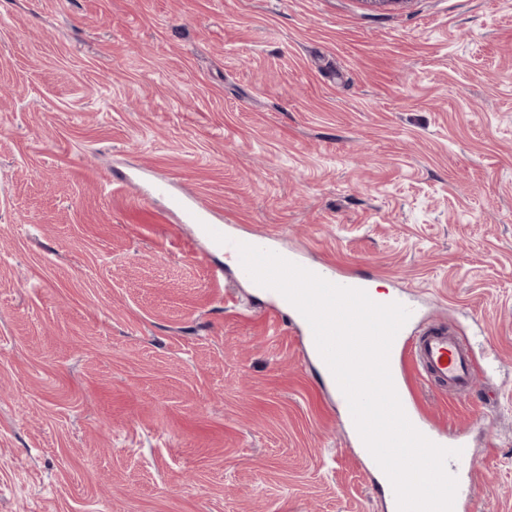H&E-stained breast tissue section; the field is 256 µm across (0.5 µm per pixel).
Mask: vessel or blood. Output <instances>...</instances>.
Segmentation results:
<instances>
[{"label": "vessel or blood", "instance_id": "b4317fda", "mask_svg": "<svg viewBox=\"0 0 512 512\" xmlns=\"http://www.w3.org/2000/svg\"><path fill=\"white\" fill-rule=\"evenodd\" d=\"M154 195L167 198L170 210L186 224H206L216 231H223L221 216L216 215L193 199L172 192L171 183L166 179L156 180L152 187ZM315 274L339 286L357 288L360 277L338 271L332 265L323 263L314 266ZM412 357L418 374L434 387L454 390L458 394L470 391L475 374L479 370L469 346L456 336L446 324L430 323L417 337L406 336L405 332L396 335L389 356L392 377L402 374L401 363L404 357ZM415 427L432 442L446 447L460 449L459 457L447 463L449 472L456 477L472 474L476 463L468 449L465 433H454L446 437L423 420H415Z\"/></svg>", "mask_w": 512, "mask_h": 512}]
</instances>
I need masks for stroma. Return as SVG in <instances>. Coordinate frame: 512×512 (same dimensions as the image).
Masks as SVG:
<instances>
[{"instance_id": "35a3bbf8", "label": "stroma", "mask_w": 512, "mask_h": 512, "mask_svg": "<svg viewBox=\"0 0 512 512\" xmlns=\"http://www.w3.org/2000/svg\"><path fill=\"white\" fill-rule=\"evenodd\" d=\"M160 177L457 328L487 374L411 396L512 512V0H0V512H390Z\"/></svg>"}]
</instances>
